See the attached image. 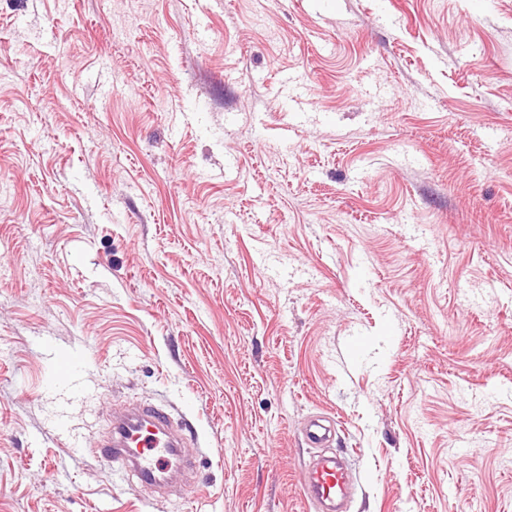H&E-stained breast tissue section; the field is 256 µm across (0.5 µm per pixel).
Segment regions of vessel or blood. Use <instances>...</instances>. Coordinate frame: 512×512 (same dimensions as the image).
Instances as JSON below:
<instances>
[{
  "label": "vessel or blood",
  "mask_w": 512,
  "mask_h": 512,
  "mask_svg": "<svg viewBox=\"0 0 512 512\" xmlns=\"http://www.w3.org/2000/svg\"><path fill=\"white\" fill-rule=\"evenodd\" d=\"M84 364L79 350L59 352L55 380L78 385ZM97 455L125 475L160 488L176 485V469L189 458L185 437L174 429L169 410L150 403L127 407L115 415L110 434L99 445ZM348 483L347 469L326 458L314 461L301 477L305 499L319 507L333 505Z\"/></svg>",
  "instance_id": "b4317fda"
}]
</instances>
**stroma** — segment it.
<instances>
[{
  "mask_svg": "<svg viewBox=\"0 0 512 512\" xmlns=\"http://www.w3.org/2000/svg\"><path fill=\"white\" fill-rule=\"evenodd\" d=\"M316 416L348 512H512V0H0V512H317ZM85 364L83 354L76 349L61 351L57 355L56 371L53 382H63L76 387L79 383V374ZM97 447V456L111 469L160 488L177 484L189 458L185 437L174 429L169 410L150 403L115 415L109 436Z\"/></svg>",
  "mask_w": 512,
  "mask_h": 512,
  "instance_id": "obj_1",
  "label": "stroma"
}]
</instances>
